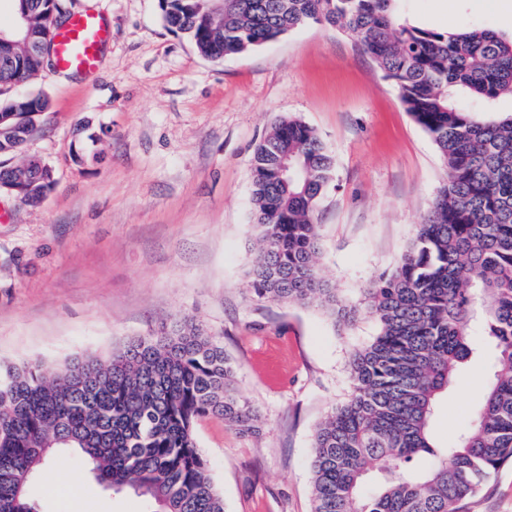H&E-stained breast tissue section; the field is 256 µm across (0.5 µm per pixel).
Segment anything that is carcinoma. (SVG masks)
Returning <instances> with one entry per match:
<instances>
[{
	"mask_svg": "<svg viewBox=\"0 0 512 512\" xmlns=\"http://www.w3.org/2000/svg\"><path fill=\"white\" fill-rule=\"evenodd\" d=\"M402 0H159L170 29L211 60L249 52L309 24L351 35L399 91L433 139L447 173L399 262L350 306L320 276L315 213L333 180L334 157L317 131L283 116L252 161L258 247L250 291L285 304L318 303L339 318L365 313L375 338L354 350L348 399L317 428L310 467L312 512H461L512 464V38L488 29L435 31L402 12ZM38 13H68L65 0H27ZM51 67L17 51L0 63V116L21 141L0 142V186L12 156L48 107L17 94ZM288 166V177L281 176ZM14 194L40 201L54 185ZM484 352L498 364L471 426L436 445L432 423L455 376ZM220 341L184 316L108 358L77 354L57 366L0 367V512H40L29 492L59 449L79 453L97 484L130 489L157 512H225L197 446L198 418L217 416L243 435L260 415L234 383ZM427 457L431 466L421 468Z\"/></svg>",
	"mask_w": 512,
	"mask_h": 512,
	"instance_id": "cac0c4a2",
	"label": "carcinoma"
}]
</instances>
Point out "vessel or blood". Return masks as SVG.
Here are the masks:
<instances>
[{"instance_id":"b4317fda","label":"vessel or blood","mask_w":512,"mask_h":512,"mask_svg":"<svg viewBox=\"0 0 512 512\" xmlns=\"http://www.w3.org/2000/svg\"><path fill=\"white\" fill-rule=\"evenodd\" d=\"M110 40L111 29L102 15L92 11L73 13L52 33L55 65L65 73L93 75Z\"/></svg>"}]
</instances>
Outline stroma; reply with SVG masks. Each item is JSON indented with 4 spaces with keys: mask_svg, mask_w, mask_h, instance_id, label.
<instances>
[{
    "mask_svg": "<svg viewBox=\"0 0 512 512\" xmlns=\"http://www.w3.org/2000/svg\"><path fill=\"white\" fill-rule=\"evenodd\" d=\"M112 27L96 76L47 68L27 94L49 105L22 149L55 176L38 203L0 191V365L106 356L190 316L219 337L242 396L261 416L242 435L203 417L194 434L226 512H312L316 428L351 391L350 353L377 333L315 304L255 297L248 270L256 145L274 121L296 116L335 160L315 221L321 277L355 302L396 265L446 177L432 138L397 88L350 35L308 25L246 54L213 61L165 25L158 0H68ZM431 30L512 35V0H403ZM493 371L473 360L440 400L433 437L447 446L468 428ZM54 454L33 478L41 512H145L131 491L88 482L78 498L64 477L82 468ZM467 512H512V464Z\"/></svg>",
    "mask_w": 512,
    "mask_h": 512,
    "instance_id": "35a3bbf8",
    "label": "stroma"
}]
</instances>
